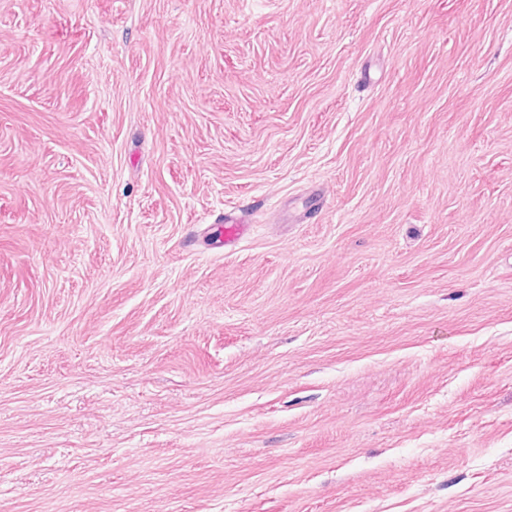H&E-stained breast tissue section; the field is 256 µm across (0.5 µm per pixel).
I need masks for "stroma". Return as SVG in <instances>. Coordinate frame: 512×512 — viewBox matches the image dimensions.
<instances>
[{
  "mask_svg": "<svg viewBox=\"0 0 512 512\" xmlns=\"http://www.w3.org/2000/svg\"><path fill=\"white\" fill-rule=\"evenodd\" d=\"M0 512H512V0H0Z\"/></svg>",
  "mask_w": 512,
  "mask_h": 512,
  "instance_id": "1",
  "label": "stroma"
}]
</instances>
